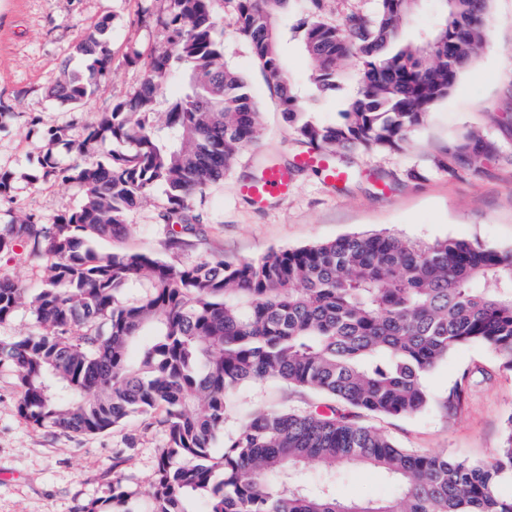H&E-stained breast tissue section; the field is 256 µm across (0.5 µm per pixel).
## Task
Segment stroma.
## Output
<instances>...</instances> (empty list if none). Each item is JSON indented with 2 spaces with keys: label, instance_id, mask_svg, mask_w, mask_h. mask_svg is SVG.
<instances>
[{
  "label": "stroma",
  "instance_id": "1",
  "mask_svg": "<svg viewBox=\"0 0 512 512\" xmlns=\"http://www.w3.org/2000/svg\"><path fill=\"white\" fill-rule=\"evenodd\" d=\"M236 4L218 7L215 39L225 60L249 84L259 110L256 141L241 150L223 181L194 201L196 234L182 247L169 245L170 228L161 218L163 188L136 208L127 232L99 241V253L131 250L175 266L203 258L257 259L277 249H295L347 234L391 232L420 243L456 238L512 248V0H491L489 44L460 77L447 99L400 149L353 150L335 157L350 177L334 186L312 169L295 171L294 191L258 205L240 191L271 164L287 166L302 152L294 127L281 112L249 44L236 31ZM111 20V72L97 78L81 105L49 100L47 86L64 66H78L71 47L82 32L103 18ZM164 0H0V170L34 169L46 146L48 129L63 126L81 139L100 113L130 98L148 75L151 53L168 48ZM291 82L302 103L319 121L340 122L345 102L357 92L359 58L344 61L335 95L309 93L310 62L297 45L284 51ZM476 133L494 148L481 171L466 161L437 167L463 135ZM78 184L47 178L37 185L16 183L0 196V224L33 214L43 223L76 208ZM46 261L25 245L0 253V279L39 287ZM464 380L467 403L448 415L442 401ZM437 403L413 417L372 418L396 445L417 451H447L449 456L486 461L497 452L504 424L512 415V372L503 370L487 347L467 345L439 363L426 378ZM21 389L15 373L0 367V512H83L91 500L112 493L120 479L132 512H144L147 492L165 438L157 416L133 417L111 432L78 435L32 426L18 413ZM268 401L292 408L315 404L314 395L277 382L246 385L231 396L225 432L241 423L249 405ZM336 492L347 499L384 497L391 488L378 469L356 464L336 476Z\"/></svg>",
  "mask_w": 512,
  "mask_h": 512
}]
</instances>
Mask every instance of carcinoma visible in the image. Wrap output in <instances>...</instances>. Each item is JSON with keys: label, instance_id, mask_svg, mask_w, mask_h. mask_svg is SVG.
Wrapping results in <instances>:
<instances>
[{"label": "carcinoma", "instance_id": "carcinoma-1", "mask_svg": "<svg viewBox=\"0 0 512 512\" xmlns=\"http://www.w3.org/2000/svg\"><path fill=\"white\" fill-rule=\"evenodd\" d=\"M171 48L157 53L138 94L100 114L82 140L48 132L35 185L55 175L82 188L74 210L46 226L31 215L0 226V252L25 242L49 262L30 291L0 281V325L21 308L25 336H0V365L21 386L19 415L36 427L97 433L134 414H158L165 448L145 512H512L500 481L512 476V415L489 461L400 448L366 415L411 417L435 398L427 373L463 345H484L512 370V248L452 238L429 245L393 233L349 235L259 259H205L175 267L146 253L100 254L94 244L124 231L129 215L164 187L162 218L180 247L194 232L193 202L224 178L254 143L258 112L246 79L214 38L218 0H166ZM236 30L261 64L297 139L331 159L341 149H394L445 99L477 58L491 27L490 0H434L439 22L410 38L413 9L376 0L340 25L324 0H235ZM465 39L455 42L458 33ZM109 21L72 47L84 61L48 88L79 105L112 70ZM299 43L313 63L312 95L339 87L341 63L356 56L354 98L339 124L304 115L283 45ZM212 97L209 112L197 99ZM107 139L132 150L88 160ZM66 142L84 162L62 168L52 146ZM453 151L476 171L493 148L474 134ZM277 380L323 396L304 410L257 402L212 451L239 388ZM465 380L449 390L459 411ZM358 461L396 486L379 500L336 495V468ZM325 471L312 486L309 464ZM119 484L84 512H132Z\"/></svg>", "mask_w": 512, "mask_h": 512}]
</instances>
